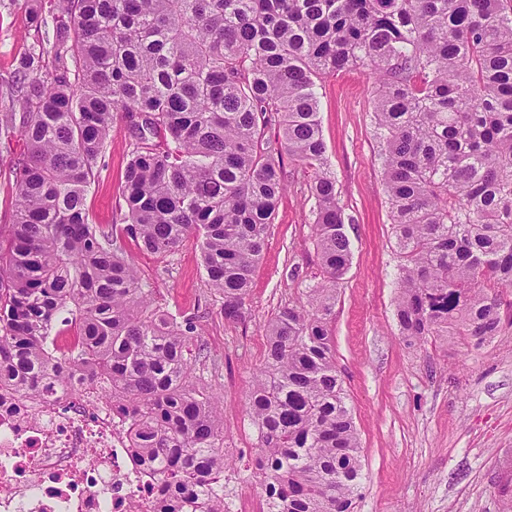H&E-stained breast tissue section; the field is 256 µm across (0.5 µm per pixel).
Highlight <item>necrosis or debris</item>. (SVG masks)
Here are the masks:
<instances>
[{"mask_svg":"<svg viewBox=\"0 0 512 512\" xmlns=\"http://www.w3.org/2000/svg\"><path fill=\"white\" fill-rule=\"evenodd\" d=\"M91 386L0 391V512H202L207 490L163 492Z\"/></svg>","mask_w":512,"mask_h":512,"instance_id":"4bbe7bcc","label":"necrosis or debris"}]
</instances>
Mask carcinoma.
Here are the masks:
<instances>
[{
    "mask_svg": "<svg viewBox=\"0 0 512 512\" xmlns=\"http://www.w3.org/2000/svg\"><path fill=\"white\" fill-rule=\"evenodd\" d=\"M52 34L20 61L17 205L0 235V388L97 385L163 487L209 484L224 512V413L196 377L210 360L195 317L154 308L122 246L166 255L194 237L227 324L247 300L285 191L313 171L323 278L310 306L264 325L245 408L260 428L253 477L274 512H354L359 434L331 324L351 261L326 160L315 78L376 76L372 123L400 258L399 330L502 327L512 288V0H45ZM135 130L120 223L90 219L88 189L118 121ZM275 131L277 140L264 139ZM78 347L54 351L56 323Z\"/></svg>",
    "mask_w": 512,
    "mask_h": 512,
    "instance_id": "obj_1",
    "label": "carcinoma"
}]
</instances>
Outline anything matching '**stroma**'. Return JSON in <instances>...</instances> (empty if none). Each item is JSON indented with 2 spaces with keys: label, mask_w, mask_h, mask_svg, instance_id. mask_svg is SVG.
I'll return each instance as SVG.
<instances>
[{
  "label": "stroma",
  "mask_w": 512,
  "mask_h": 512,
  "mask_svg": "<svg viewBox=\"0 0 512 512\" xmlns=\"http://www.w3.org/2000/svg\"><path fill=\"white\" fill-rule=\"evenodd\" d=\"M31 0H0V115L21 117L11 90L21 58L43 35ZM319 121L326 157L353 224L351 264L332 323L336 365L363 447V497L357 512H500L504 474L512 468V326L482 347L464 336H431L410 346L399 334L393 297L398 259L371 122L372 79L351 69L318 80ZM117 124L89 188L94 223L119 220L121 185L130 151ZM20 137L0 139V227L15 207L14 163ZM312 171L285 165L287 192L271 224L248 299L251 318L225 325L223 300L207 284L195 240L155 255L125 247L155 307L192 315L219 369L197 367L220 395L224 441L238 449V470L256 454L245 393L264 357L263 327L284 304L302 301L321 279L312 238Z\"/></svg>",
  "instance_id": "obj_1"
}]
</instances>
